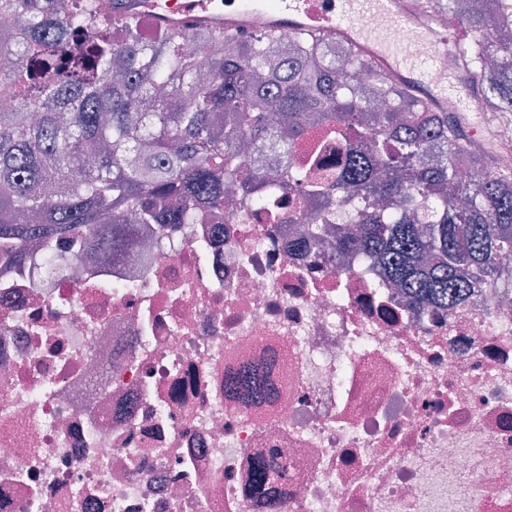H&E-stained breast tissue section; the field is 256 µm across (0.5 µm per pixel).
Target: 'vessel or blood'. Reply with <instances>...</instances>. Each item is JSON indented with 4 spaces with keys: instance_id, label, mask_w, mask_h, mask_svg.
<instances>
[{
    "instance_id": "1",
    "label": "vessel or blood",
    "mask_w": 512,
    "mask_h": 512,
    "mask_svg": "<svg viewBox=\"0 0 512 512\" xmlns=\"http://www.w3.org/2000/svg\"><path fill=\"white\" fill-rule=\"evenodd\" d=\"M151 3L122 0L121 8L128 14L151 13L156 25L179 32L208 27L234 34L263 30L330 36L349 44L376 72L397 75L433 109L452 98L465 119L478 113L480 94L464 66L448 64L465 34L453 22L438 26L434 0H233L220 13L213 0H179L178 8L156 13ZM373 13L391 19L394 32L364 26L363 18ZM442 70L447 81L433 82V74Z\"/></svg>"
}]
</instances>
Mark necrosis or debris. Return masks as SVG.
I'll return each mask as SVG.
<instances>
[{"label": "necrosis or debris", "mask_w": 512, "mask_h": 512, "mask_svg": "<svg viewBox=\"0 0 512 512\" xmlns=\"http://www.w3.org/2000/svg\"><path fill=\"white\" fill-rule=\"evenodd\" d=\"M316 153L344 145L247 162L288 182ZM297 207L233 191L126 260L0 258V512H512V289L412 308L344 224L295 249Z\"/></svg>", "instance_id": "obj_1"}]
</instances>
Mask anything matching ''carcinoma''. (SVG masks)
Wrapping results in <instances>:
<instances>
[{
	"label": "carcinoma",
	"instance_id": "cac0c4a2",
	"mask_svg": "<svg viewBox=\"0 0 512 512\" xmlns=\"http://www.w3.org/2000/svg\"><path fill=\"white\" fill-rule=\"evenodd\" d=\"M97 0H0V252L22 261L36 239L82 236L115 258L130 256L139 224H195L224 208L227 184L282 185L247 168L242 141L273 144L288 159L312 128L346 144L337 171L315 168L288 189L329 210L331 194L383 206L349 217L336 252L382 264L413 307L451 310L472 280L494 276L512 251V156L473 142L454 112H438L406 86L364 91L340 75L371 68L345 48L329 60L328 37L192 30L140 37L137 17ZM437 0L473 34L462 58L490 121L512 124V0ZM220 45L208 74L200 57ZM472 168L457 179L458 164ZM280 475L261 461L262 489Z\"/></svg>",
	"mask_w": 512,
	"mask_h": 512
}]
</instances>
